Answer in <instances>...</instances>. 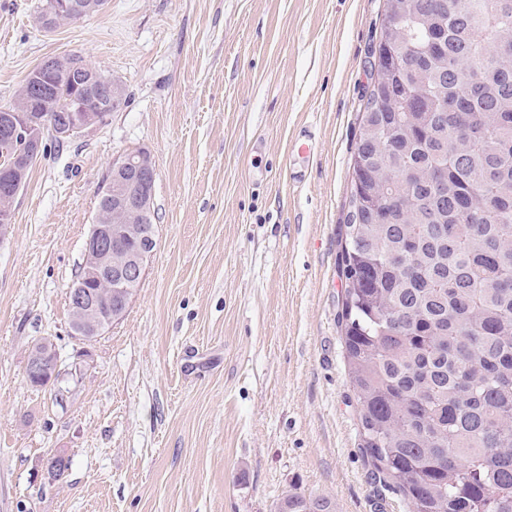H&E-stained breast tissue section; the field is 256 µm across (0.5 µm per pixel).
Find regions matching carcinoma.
Returning a JSON list of instances; mask_svg holds the SVG:
<instances>
[{
  "mask_svg": "<svg viewBox=\"0 0 512 512\" xmlns=\"http://www.w3.org/2000/svg\"><path fill=\"white\" fill-rule=\"evenodd\" d=\"M401 8L382 20L401 65L369 89L341 240L361 448L411 512H512V0ZM277 512L332 503L290 493Z\"/></svg>",
  "mask_w": 512,
  "mask_h": 512,
  "instance_id": "obj_1",
  "label": "carcinoma"
}]
</instances>
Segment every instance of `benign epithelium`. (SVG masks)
Here are the masks:
<instances>
[{
    "label": "benign epithelium",
    "instance_id": "benign-epithelium-1",
    "mask_svg": "<svg viewBox=\"0 0 512 512\" xmlns=\"http://www.w3.org/2000/svg\"><path fill=\"white\" fill-rule=\"evenodd\" d=\"M42 72H33L26 79V94L44 111L68 112L70 116L50 128L43 125L39 116L28 110L4 108L0 110V139L13 143L32 159L40 156L46 134L63 141L85 129L105 123L111 114L107 105L94 111H82L83 102L63 107L53 106V97L48 91L49 83L43 74L84 88L96 100L115 99L120 95L122 84L112 78L93 73V68L80 55L65 58H49L42 62ZM156 169L151 154L145 150L127 154L112 163V212L130 217V223L114 226L97 217L85 244L88 259L87 277L71 290L76 319L72 323L74 336L88 339L98 336L103 329L122 319L123 311L112 309L103 313L96 303V295L85 281L103 282L112 278V287L128 290L140 282L144 275L147 257L153 252V238L145 233L146 224L153 217V188ZM20 191V183L8 182L0 188V225L12 223L13 203ZM140 238V248L134 251L120 246L122 236ZM58 371L56 357L34 353L28 356L25 373L36 378L46 373L54 376Z\"/></svg>",
    "mask_w": 512,
    "mask_h": 512
}]
</instances>
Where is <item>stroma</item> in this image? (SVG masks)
<instances>
[{
    "instance_id": "stroma-1",
    "label": "stroma",
    "mask_w": 512,
    "mask_h": 512,
    "mask_svg": "<svg viewBox=\"0 0 512 512\" xmlns=\"http://www.w3.org/2000/svg\"><path fill=\"white\" fill-rule=\"evenodd\" d=\"M39 4L0 0V108L70 54L125 101L46 138L0 240V512H275L290 492L409 512L361 448L339 322L385 0H108L50 34ZM140 149L157 245L122 320L83 340L68 291L96 192ZM44 338L62 375L35 387ZM46 349L51 352H56L54 344L48 339H43L32 346L30 354L34 351H42ZM57 371L58 361L55 356L34 353L27 358L25 373L29 379L42 376L46 373L54 377Z\"/></svg>"
}]
</instances>
